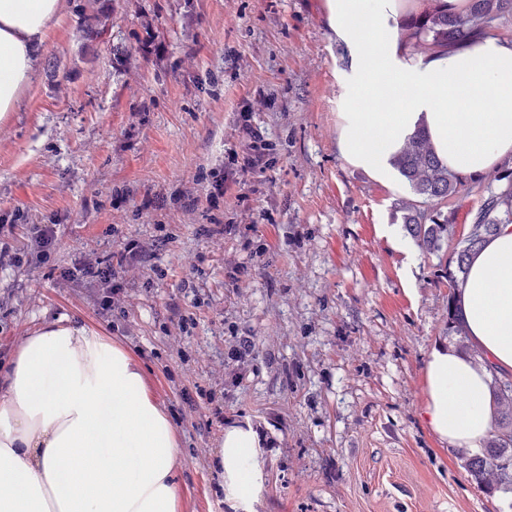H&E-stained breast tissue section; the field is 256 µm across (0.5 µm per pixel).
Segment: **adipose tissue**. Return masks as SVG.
<instances>
[{
  "mask_svg": "<svg viewBox=\"0 0 512 512\" xmlns=\"http://www.w3.org/2000/svg\"><path fill=\"white\" fill-rule=\"evenodd\" d=\"M347 50L339 154L384 184L391 164L425 131L449 170L478 179L512 157V40L482 36L413 54L395 23L400 0H328ZM60 0H0V118L16 111ZM490 100L489 110L474 103ZM484 365L432 348L425 418L460 452L481 448L496 413L491 371L512 370V223L472 254L456 293ZM262 438L251 424L225 429L217 466L226 498L251 512L262 493ZM183 464L174 428L140 364L76 325H50L16 349L0 377V512H177Z\"/></svg>",
  "mask_w": 512,
  "mask_h": 512,
  "instance_id": "obj_1",
  "label": "adipose tissue"
}]
</instances>
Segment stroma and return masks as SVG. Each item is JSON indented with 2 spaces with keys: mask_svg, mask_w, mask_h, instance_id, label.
<instances>
[{
  "mask_svg": "<svg viewBox=\"0 0 512 512\" xmlns=\"http://www.w3.org/2000/svg\"><path fill=\"white\" fill-rule=\"evenodd\" d=\"M61 2L31 87L0 121V214L56 227L48 262L0 268V368L58 321L130 352L183 450L178 512H237L215 456L246 420L264 437L255 512H512V492L477 484L427 425L425 363L456 343L448 285L439 256L405 266L380 230L401 222L403 183L337 150L347 52L327 0ZM149 33L161 57H143ZM245 115L273 145L242 176L252 194L188 207L199 171L241 149ZM483 199L476 183L449 199L441 256ZM125 237L154 256L120 273L123 317L98 286L58 275ZM173 302L194 314L188 332Z\"/></svg>",
  "mask_w": 512,
  "mask_h": 512,
  "instance_id": "obj_1",
  "label": "stroma"
}]
</instances>
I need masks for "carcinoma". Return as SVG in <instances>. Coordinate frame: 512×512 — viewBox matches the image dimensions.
I'll return each mask as SVG.
<instances>
[{
  "label": "carcinoma",
  "instance_id": "cac0c4a2",
  "mask_svg": "<svg viewBox=\"0 0 512 512\" xmlns=\"http://www.w3.org/2000/svg\"><path fill=\"white\" fill-rule=\"evenodd\" d=\"M512 16V0H469L467 9L456 12L437 4L399 18L404 39L416 46L446 49L468 38L485 35L495 23ZM414 199L400 207L402 224L419 249L440 255L448 242L451 217L443 211L448 198L466 185L465 177L453 173L432 152L426 133L417 132L392 161ZM488 185L487 196L472 224L470 235L454 248L444 275L448 278V335L456 337L461 351H468V336L454 306L456 290L467 277L468 261L502 224L512 223V168L503 167ZM498 412L495 428L481 451L465 461V469L488 489L512 491V374L492 373L490 383Z\"/></svg>",
  "mask_w": 512,
  "mask_h": 512
}]
</instances>
